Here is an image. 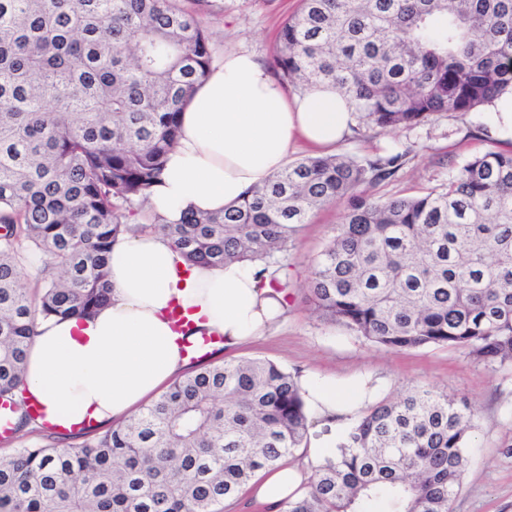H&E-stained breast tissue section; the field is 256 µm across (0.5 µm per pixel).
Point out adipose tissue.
Returning <instances> with one entry per match:
<instances>
[{"mask_svg":"<svg viewBox=\"0 0 512 512\" xmlns=\"http://www.w3.org/2000/svg\"><path fill=\"white\" fill-rule=\"evenodd\" d=\"M354 124L348 98L328 86L286 95L271 72L246 51L225 54L185 102L178 142L148 201L153 220L178 223L188 212L220 213L274 176L292 149L336 147ZM108 279L110 302L90 315H35L19 397L43 409L36 426L103 427L128 419L187 366V344L203 336L234 348L266 334L288 309L277 277L231 262L188 266L154 231L119 236ZM187 318L176 330L169 313ZM307 410L321 428L305 466L269 471L254 489L277 506L305 494V467L334 456L346 425L370 402L364 383L308 374L298 379Z\"/></svg>","mask_w":512,"mask_h":512,"instance_id":"ef3b65f1","label":"adipose tissue"}]
</instances>
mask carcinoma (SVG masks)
<instances>
[{
	"instance_id": "obj_1",
	"label": "carcinoma",
	"mask_w": 512,
	"mask_h": 512,
	"mask_svg": "<svg viewBox=\"0 0 512 512\" xmlns=\"http://www.w3.org/2000/svg\"><path fill=\"white\" fill-rule=\"evenodd\" d=\"M512 0H301L274 64L327 83L359 124L404 129L512 97ZM211 36L177 0H0V399L23 381L32 317L108 302L112 243L154 230L190 265L270 263L315 209L352 198L314 260L319 317L392 350L463 349L512 365V153L488 150L439 188L375 201L363 183L405 154L285 166L215 215L128 224L177 143ZM51 253L35 307L18 241ZM294 377L265 360L203 366L77 447L0 458V512H217L307 432ZM474 411L434 390L381 401L351 425L282 512H452Z\"/></svg>"
}]
</instances>
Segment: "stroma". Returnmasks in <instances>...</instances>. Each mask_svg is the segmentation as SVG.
I'll use <instances>...</instances> for the list:
<instances>
[{
	"instance_id": "stroma-1",
	"label": "stroma",
	"mask_w": 512,
	"mask_h": 512,
	"mask_svg": "<svg viewBox=\"0 0 512 512\" xmlns=\"http://www.w3.org/2000/svg\"><path fill=\"white\" fill-rule=\"evenodd\" d=\"M210 33L214 59L232 50L254 53L272 66L278 32L300 0H205L195 7ZM487 112L464 117L441 114L411 129H360L340 144L336 155L359 161L406 152L403 166L391 177L361 185L359 194L376 200L402 197L446 183L471 157L502 144L488 130ZM348 207L341 200L314 211L292 235L287 253L272 269L288 289V314L268 339L207 357L210 365L262 359L292 375L309 373L349 378L371 374L375 400L396 399L420 389L466 398L475 410L469 463L452 512H512V368L489 367L464 350L428 347L394 351L373 345L346 328L318 316L310 301L312 262L336 233ZM82 436L50 428H29L0 437V456L25 447L66 448Z\"/></svg>"
}]
</instances>
